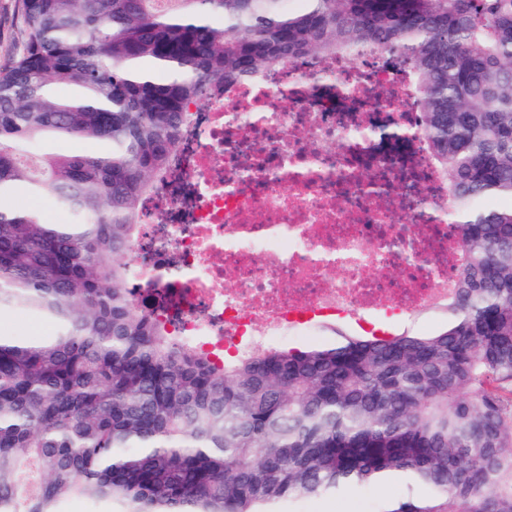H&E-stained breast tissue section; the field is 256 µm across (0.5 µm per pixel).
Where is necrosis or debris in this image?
Segmentation results:
<instances>
[{"instance_id":"obj_1","label":"necrosis or debris","mask_w":512,"mask_h":512,"mask_svg":"<svg viewBox=\"0 0 512 512\" xmlns=\"http://www.w3.org/2000/svg\"><path fill=\"white\" fill-rule=\"evenodd\" d=\"M414 113L405 68L372 47L229 87L151 196L133 291L165 294L171 330L219 357L318 317L447 302L460 255L445 183L421 140L378 136Z\"/></svg>"}]
</instances>
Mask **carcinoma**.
<instances>
[{
	"label": "carcinoma",
	"mask_w": 512,
	"mask_h": 512,
	"mask_svg": "<svg viewBox=\"0 0 512 512\" xmlns=\"http://www.w3.org/2000/svg\"><path fill=\"white\" fill-rule=\"evenodd\" d=\"M17 19L0 312L54 332L0 335V512H274L399 477L429 496L382 512H512V0H19ZM364 46L410 73L448 187V326L217 360L127 287L143 201L217 88ZM75 138L95 150L26 160ZM20 203L25 204L31 209V205L34 201L35 209L37 213L44 216V219L51 223H63L66 222L67 216L61 210H59L54 204L53 200L45 196H23L18 199Z\"/></svg>",
	"instance_id": "obj_1"
}]
</instances>
